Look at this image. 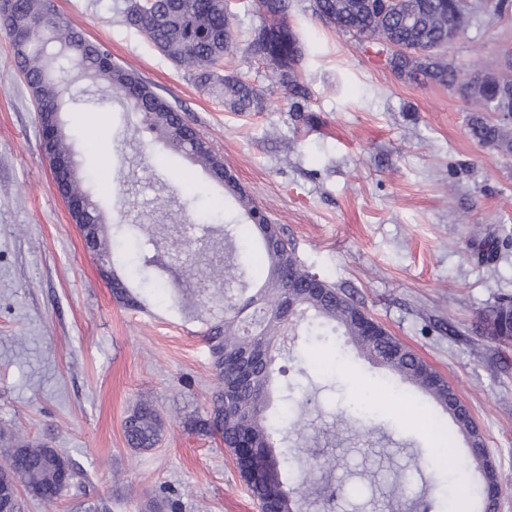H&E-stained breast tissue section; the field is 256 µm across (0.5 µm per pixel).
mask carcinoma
Returning <instances> with one entry per match:
<instances>
[{"instance_id":"carcinoma-1","label":"carcinoma","mask_w":512,"mask_h":512,"mask_svg":"<svg viewBox=\"0 0 512 512\" xmlns=\"http://www.w3.org/2000/svg\"><path fill=\"white\" fill-rule=\"evenodd\" d=\"M421 2L411 20L400 14L378 13L368 7L367 0H312L311 8L317 17L342 32L409 48L393 62L392 69L420 76L425 84L460 92L471 111L472 138L481 146L512 156V123L492 115L493 94L476 77L478 70L451 66L440 57L426 61L413 51L422 42H447L450 26L465 33L482 4H464L450 10L448 0ZM256 6L264 15V24L249 42L248 50L277 68L293 98L289 111L300 113L304 105L297 101L301 93L295 74L302 48L286 21L288 0H256ZM123 21L145 35L170 61L194 70L198 84L222 96L231 111L252 112L258 108L259 91L245 80L223 73L224 57L233 40L224 0H127ZM0 29L10 39L16 67L30 90L39 123L62 112L65 75L110 88L130 111L141 115L144 128L154 133L164 148L188 158L221 183L224 193L250 221L243 234L236 226L227 232L223 224L214 227L213 231L232 239V246L222 256V263L197 268L204 279L219 271L224 274V283L233 285L232 293L224 296L222 316L205 336L221 388L212 394L206 417L200 419V430L219 440L233 457L260 512H301L302 504L323 498L321 488L305 469L299 472L297 487L292 489L280 479L270 482L266 478L268 461H274L280 469L288 462L287 451H276V445L286 441L288 429L271 407L274 365L284 347L291 309L310 313L309 335L320 338L341 332L368 360L452 414V404L458 398L448 382L350 296L305 269L278 226L267 223L266 213L179 111L134 73L112 63L100 45L60 16L53 0H0ZM54 177L58 186L85 200L84 209L73 215V221L80 225L89 251L112 272L113 296L128 306L142 307L127 279L113 272V245L105 231L104 217L98 201L84 187L87 179L79 175L77 162L63 171H54ZM124 233L141 243V251L128 259L132 273L146 282L157 280L163 287H172L170 297L177 304L196 305L169 280L168 269L153 254L157 245L145 227L129 224ZM268 237L280 239L279 245L267 246ZM479 330L487 339L511 345L512 298L496 301L482 316ZM245 349L264 365L250 372L243 389L230 396L222 388L224 370ZM453 422L456 433L449 434V439L458 434L471 444L468 460L461 467L481 471L482 463L490 460L483 435H475L477 426L468 413L453 417ZM162 429L163 417L150 402L141 403L125 422L126 439L134 448L154 447ZM242 443L249 445L246 457L239 452ZM6 464V490L22 487L32 498L54 500L81 477L80 469L65 452L21 438L6 449Z\"/></svg>"}]
</instances>
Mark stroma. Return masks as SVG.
I'll return each instance as SVG.
<instances>
[{"label": "stroma", "mask_w": 512, "mask_h": 512, "mask_svg": "<svg viewBox=\"0 0 512 512\" xmlns=\"http://www.w3.org/2000/svg\"><path fill=\"white\" fill-rule=\"evenodd\" d=\"M126 0H54L57 10L113 61L177 107L292 244L302 265L355 301L418 353L468 405L507 480L497 512H512V346L477 329L512 297V157L473 141L469 111L447 87L399 79L386 52L324 23L310 0H289L288 23L304 56L297 79L308 120L296 119L271 65L247 50L263 19L254 0H232L233 48L224 71L262 95L233 112L122 21ZM484 7L445 51L460 68L497 65L512 49V4ZM107 224H142L181 274L194 308L148 298L116 302L56 190L33 99L0 33V464L13 434L65 451L81 485L20 512H259L231 456L199 434L218 380L205 334L207 306L224 281L200 280L188 250L211 255L210 213L244 224L235 201L206 172L165 150L111 91L86 86L61 115ZM335 344L289 336L279 388H316L300 436L335 512H398L424 501L453 512L452 477L438 442L406 412L419 406L454 431L449 416L402 383L397 398L357 413L364 391L389 373ZM143 399L166 419L160 442L132 448L124 421Z\"/></svg>", "instance_id": "35a3bbf8"}]
</instances>
